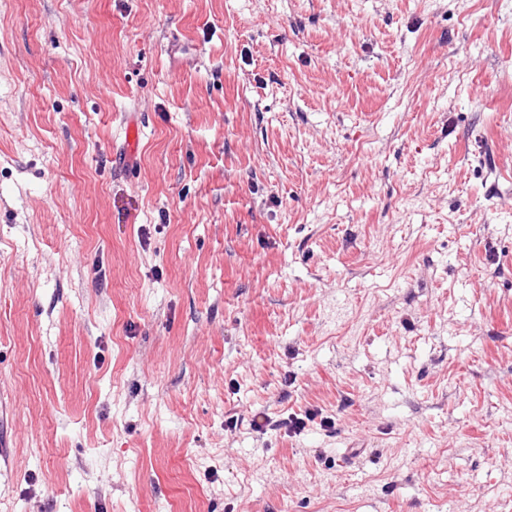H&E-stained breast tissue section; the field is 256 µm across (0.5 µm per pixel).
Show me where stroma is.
Wrapping results in <instances>:
<instances>
[{"label":"stroma","mask_w":512,"mask_h":512,"mask_svg":"<svg viewBox=\"0 0 512 512\" xmlns=\"http://www.w3.org/2000/svg\"><path fill=\"white\" fill-rule=\"evenodd\" d=\"M0 512H512V0H0ZM138 125L134 120H130L126 128V143L123 148L116 152L114 160L122 166H132L138 152ZM317 416H320V425L326 428H331L334 422H332V419L327 416H322V410L320 409H312L305 412L304 415H297V414H289L287 417L281 418L279 420H276L274 422L270 421V418H265V423L269 425L271 430L285 428L288 430V433L296 434L300 433L305 426L307 425V422L313 421Z\"/></svg>","instance_id":"stroma-1"}]
</instances>
